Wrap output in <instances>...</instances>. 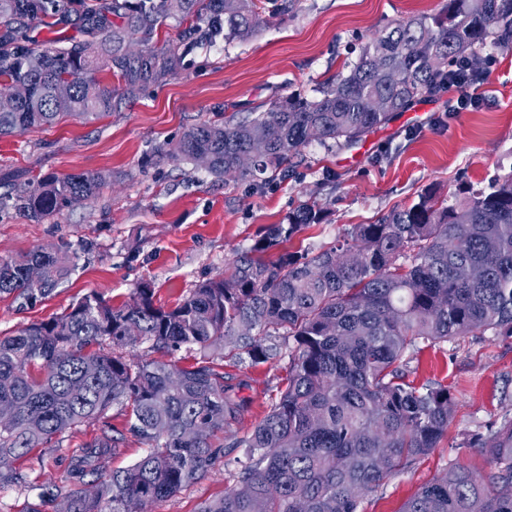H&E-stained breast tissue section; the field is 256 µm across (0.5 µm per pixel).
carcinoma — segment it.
<instances>
[{
  "instance_id": "cac0c4a2",
  "label": "carcinoma",
  "mask_w": 512,
  "mask_h": 512,
  "mask_svg": "<svg viewBox=\"0 0 512 512\" xmlns=\"http://www.w3.org/2000/svg\"><path fill=\"white\" fill-rule=\"evenodd\" d=\"M77 1L83 26L100 39L33 46L20 33L67 18ZM260 2L112 0L106 13L87 0H0V137L65 115H102L139 98L176 76L194 46L252 37ZM111 15L123 25L112 24ZM170 16L191 23L175 40L131 49ZM490 38L512 44V0H448L438 13L371 39L319 97L288 96L253 118L194 124L156 153L192 163L206 155V171L226 181L284 180L311 129L323 145L358 142L416 98L444 90L448 68L478 60ZM103 72L117 86L102 84ZM372 96L387 99L389 108L368 111ZM257 134L266 151L242 168L240 155ZM102 181L94 173L45 174L0 196V205L8 201L40 222L90 200ZM324 218L316 204L299 205L235 251L224 274L171 307L156 304L145 282L119 307L89 293L58 317L0 337V406L13 410L0 422V486L21 482L14 463L31 450L58 446L118 403L126 431L106 423L94 442L73 452L72 488L59 512H147L204 477L227 446L247 449L237 483L199 512H359L365 495L448 435V387L406 380L409 352L420 342L488 330L512 337V171L456 204L427 189L371 224L352 225L316 253L266 259ZM31 265L44 268L38 287L25 276ZM70 268L69 255L42 247L1 258L0 295L33 305ZM146 342L159 357L122 355ZM183 345L253 365L285 359V388L250 432L228 445L216 442L247 403L235 398L209 356L183 367L164 360ZM127 432L146 453L102 480L85 481L103 470ZM468 447L488 457V479L455 466L401 512H512V418L504 415Z\"/></svg>"
}]
</instances>
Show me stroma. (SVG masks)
Segmentation results:
<instances>
[{
    "label": "stroma",
    "mask_w": 512,
    "mask_h": 512,
    "mask_svg": "<svg viewBox=\"0 0 512 512\" xmlns=\"http://www.w3.org/2000/svg\"><path fill=\"white\" fill-rule=\"evenodd\" d=\"M264 2L250 39L194 47L176 77L116 111L66 116L0 138V173L13 171L19 182L81 172L105 180L92 200L40 222L0 209V258L46 247L73 259L71 274L42 301L24 307L14 296L0 297V336L61 315L90 292L122 304L144 281L157 304L172 306L222 274L232 251L252 245L265 226L305 202L327 208L329 219L293 238L291 251L331 245L351 225L374 222L426 188L453 203L460 188L479 190L512 171V48L492 44L473 76L483 92L480 106L453 111L452 89L421 96L355 144L310 143L282 182L226 183L191 162L154 156L155 146L177 142L200 121L242 118L288 96L317 97L371 38L396 21L437 13L447 0H298L289 12L280 11L281 0ZM224 371L248 402L231 428L240 435L264 417L286 371L280 362H228ZM407 375L418 385L447 386L453 400L448 435L366 495L362 512H400L422 486L456 465L489 475L487 458L463 441L512 415V338L487 332L421 347L410 353ZM105 422L124 429L120 406H111L103 422L66 434L59 448H38L16 461L23 480L0 488V512H24L35 503L41 512H58L59 502L40 501L43 485L70 488L73 451L92 442ZM242 454L231 449L206 477L154 503L151 512H199L233 485Z\"/></svg>",
    "instance_id": "obj_1"
}]
</instances>
